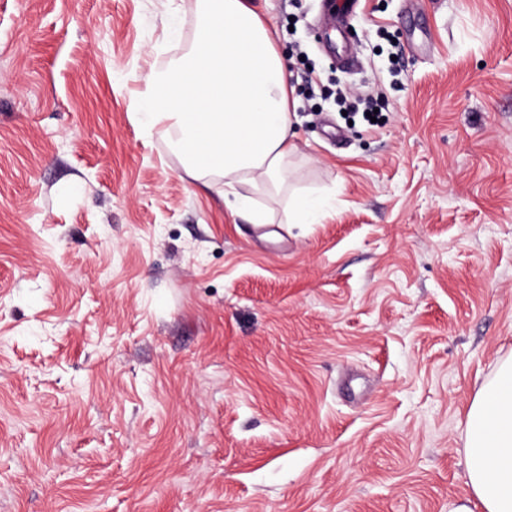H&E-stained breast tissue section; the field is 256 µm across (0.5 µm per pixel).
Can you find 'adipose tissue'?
I'll return each mask as SVG.
<instances>
[{
  "mask_svg": "<svg viewBox=\"0 0 512 512\" xmlns=\"http://www.w3.org/2000/svg\"><path fill=\"white\" fill-rule=\"evenodd\" d=\"M195 37L145 78L138 121L159 133L193 179L224 178V203L271 219L255 196L287 185L293 141L286 65L271 27L249 0H199ZM470 489L483 512H512V360L477 394L466 418Z\"/></svg>",
  "mask_w": 512,
  "mask_h": 512,
  "instance_id": "obj_1",
  "label": "adipose tissue"
}]
</instances>
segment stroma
<instances>
[{
  "label": "stroma",
  "mask_w": 512,
  "mask_h": 512,
  "mask_svg": "<svg viewBox=\"0 0 512 512\" xmlns=\"http://www.w3.org/2000/svg\"><path fill=\"white\" fill-rule=\"evenodd\" d=\"M296 102L259 237L133 116L197 0H0V512H482L512 359V0H254ZM381 92L367 120L338 88ZM319 199L311 194H295L288 199V223L313 224ZM465 450L469 486L483 512H512V360L473 400Z\"/></svg>",
  "instance_id": "stroma-1"
}]
</instances>
